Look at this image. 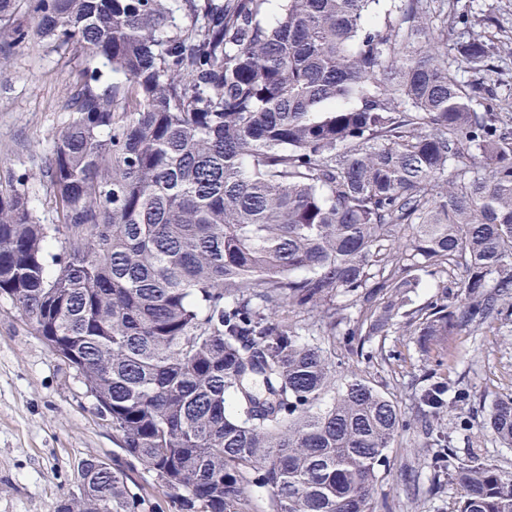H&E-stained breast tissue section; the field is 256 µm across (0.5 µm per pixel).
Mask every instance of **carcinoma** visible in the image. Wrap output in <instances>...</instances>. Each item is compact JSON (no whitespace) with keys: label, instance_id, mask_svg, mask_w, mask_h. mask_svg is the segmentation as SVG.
<instances>
[{"label":"carcinoma","instance_id":"carcinoma-1","mask_svg":"<svg viewBox=\"0 0 512 512\" xmlns=\"http://www.w3.org/2000/svg\"><path fill=\"white\" fill-rule=\"evenodd\" d=\"M0 0V69L36 26L71 56L49 211L0 180V297L108 405L128 457L56 512H137L140 464L181 512H375L403 423L336 363L390 330L431 360L417 417L453 512H512V471L459 459L471 393L448 337L512 314V44L435 34L437 0ZM448 292L406 309L428 274ZM360 306L352 319L349 306ZM288 312L297 320L282 317ZM485 428L512 447V393ZM492 72H487V83L498 89L500 97L506 92H512V56L501 53L492 59Z\"/></svg>","mask_w":512,"mask_h":512}]
</instances>
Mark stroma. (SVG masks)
Returning <instances> with one entry per match:
<instances>
[{
	"label": "stroma",
	"instance_id": "stroma-1",
	"mask_svg": "<svg viewBox=\"0 0 512 512\" xmlns=\"http://www.w3.org/2000/svg\"><path fill=\"white\" fill-rule=\"evenodd\" d=\"M445 3L449 16H468L471 31L512 38V0ZM68 83L64 58L37 34L14 47L10 67L0 72V178L43 164L52 134L69 119L62 109ZM448 348L461 357L456 376L480 414L500 395L512 393V319L494 322L476 336L449 337ZM365 349L372 359L347 356L341 347L336 355L413 417L424 363L415 337L379 336ZM390 354L402 359L397 370L380 363ZM456 446L460 455L473 451L512 471V447L480 426ZM89 457L126 459L119 436L97 414L79 373L50 352L9 299L0 298V512H54L61 497L75 492L77 465ZM428 462V450L412 431L402 432L377 490L392 512H453L457 488L447 482L434 489Z\"/></svg>",
	"mask_w": 512,
	"mask_h": 512
}]
</instances>
